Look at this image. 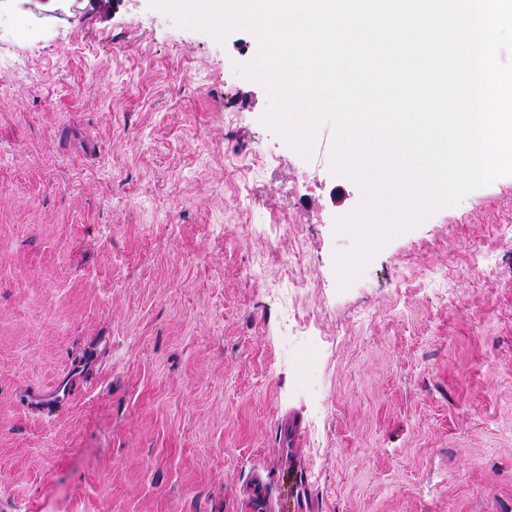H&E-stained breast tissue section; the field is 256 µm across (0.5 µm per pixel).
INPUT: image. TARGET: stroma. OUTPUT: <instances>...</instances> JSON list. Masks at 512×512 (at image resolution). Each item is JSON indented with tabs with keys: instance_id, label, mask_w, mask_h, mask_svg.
Returning a JSON list of instances; mask_svg holds the SVG:
<instances>
[{
	"instance_id": "1",
	"label": "stroma",
	"mask_w": 512,
	"mask_h": 512,
	"mask_svg": "<svg viewBox=\"0 0 512 512\" xmlns=\"http://www.w3.org/2000/svg\"><path fill=\"white\" fill-rule=\"evenodd\" d=\"M0 12V512H262L274 469L276 512H512V175L342 291L361 190L262 124L251 33Z\"/></svg>"
}]
</instances>
